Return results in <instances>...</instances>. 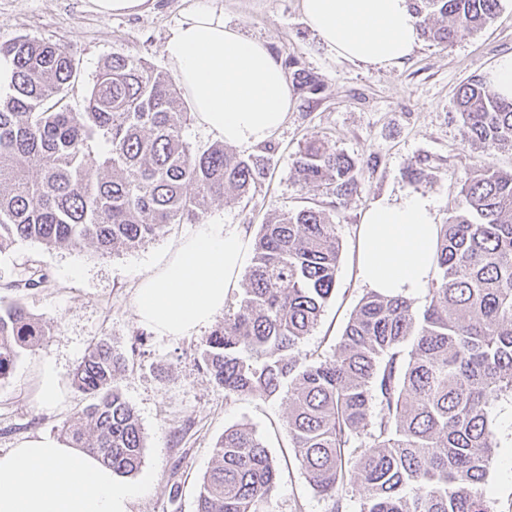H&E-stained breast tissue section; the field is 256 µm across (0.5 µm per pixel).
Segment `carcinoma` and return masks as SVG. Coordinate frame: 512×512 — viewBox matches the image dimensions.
I'll use <instances>...</instances> for the list:
<instances>
[{"label":"carcinoma","instance_id":"carcinoma-1","mask_svg":"<svg viewBox=\"0 0 512 512\" xmlns=\"http://www.w3.org/2000/svg\"><path fill=\"white\" fill-rule=\"evenodd\" d=\"M420 35L446 45L489 24L501 0H410ZM12 65L0 92V255L19 241L47 249L136 248L170 224H197L267 174V157L214 142L195 150L175 80L114 53L75 112L63 103L74 59L20 36L0 45ZM293 80L319 84L288 55ZM462 140L512 150V100L476 78L456 97ZM103 139L110 150L99 153ZM303 190L340 202L357 194L355 163L315 136L293 159ZM439 226L438 275L419 306L369 292L331 356L302 353L336 288L340 242L330 215L283 212L260 225L233 314L202 339L198 367L227 396H281L294 457L328 512H494L486 497L498 441L493 406L512 401V171L475 169ZM51 319L20 298L0 301V381L39 347ZM125 357L101 338L71 385L88 400L61 429L73 448L121 476L144 463L141 426L117 385ZM203 476L197 512H262L277 462L247 426L224 431Z\"/></svg>","mask_w":512,"mask_h":512}]
</instances>
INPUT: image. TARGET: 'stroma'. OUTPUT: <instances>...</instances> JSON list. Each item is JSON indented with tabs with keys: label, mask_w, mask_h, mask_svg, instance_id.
<instances>
[{
	"label": "stroma",
	"mask_w": 512,
	"mask_h": 512,
	"mask_svg": "<svg viewBox=\"0 0 512 512\" xmlns=\"http://www.w3.org/2000/svg\"><path fill=\"white\" fill-rule=\"evenodd\" d=\"M223 9L224 19L264 41L277 59L294 55L320 84L310 92L291 84L293 105L271 140L268 175L235 204L215 202L203 220L243 225L256 234L282 211L315 207L329 213L341 243L336 290L303 344L305 353H333L366 289L356 276L358 228L367 206L384 196L428 197L438 223H447L459 201V182L478 167L512 170V151L464 144L456 111L458 88L486 77L497 60L512 54V0L482 31L446 46L420 41L400 65L376 68L335 56L307 24L301 0H154L142 15H104L90 0H0V44L26 35L66 47L79 78L67 101L85 105L104 61L120 53L162 72L170 65L164 43L183 12L196 4ZM328 141L362 172L357 195L338 206L331 192L304 190L293 157L311 136ZM422 172L420 180L408 168ZM196 230L172 224L133 249L100 255L93 249H46L19 243L0 256V298L20 296L34 316L52 320L49 336L23 353L0 382V453L40 436L57 437L80 411L84 397L71 374L86 348L108 337L126 357L118 385L134 408L144 437V464L126 481L136 489L130 512H196L199 484L213 463V448L225 429L248 425L281 462L274 495L263 512H326L290 457L287 405L282 398L229 397L199 370L201 335L159 336L141 327L135 289L146 264ZM42 277L40 287L14 293V283ZM52 362L65 395L55 407L40 406L38 374ZM495 462L487 492L494 512H512V403L494 406Z\"/></svg>",
	"instance_id": "obj_1"
}]
</instances>
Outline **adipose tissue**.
<instances>
[{
	"mask_svg": "<svg viewBox=\"0 0 512 512\" xmlns=\"http://www.w3.org/2000/svg\"><path fill=\"white\" fill-rule=\"evenodd\" d=\"M308 25L338 57L390 68L420 42L409 0H301ZM196 123L248 148L283 126L291 94L280 61L207 5L188 9L163 48ZM438 225L427 197H382L365 210L356 275L368 290L422 297L436 266ZM250 237L237 224H203L151 263L135 291L139 324L193 336L238 286ZM134 488L97 457L42 436L0 455V512H129Z\"/></svg>",
	"mask_w": 512,
	"mask_h": 512,
	"instance_id": "ef3b65f1",
	"label": "adipose tissue"
}]
</instances>
